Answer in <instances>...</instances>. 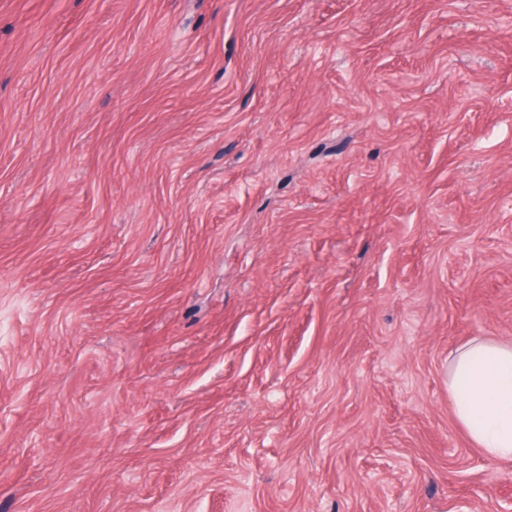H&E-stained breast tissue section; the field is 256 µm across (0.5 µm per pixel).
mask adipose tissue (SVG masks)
I'll return each mask as SVG.
<instances>
[{
	"mask_svg": "<svg viewBox=\"0 0 512 512\" xmlns=\"http://www.w3.org/2000/svg\"><path fill=\"white\" fill-rule=\"evenodd\" d=\"M448 394L472 442L489 457L512 459V347L475 340L461 348Z\"/></svg>",
	"mask_w": 512,
	"mask_h": 512,
	"instance_id": "ef3b65f1",
	"label": "adipose tissue"
}]
</instances>
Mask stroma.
Returning <instances> with one entry per match:
<instances>
[{"label":"stroma","mask_w":512,"mask_h":512,"mask_svg":"<svg viewBox=\"0 0 512 512\" xmlns=\"http://www.w3.org/2000/svg\"><path fill=\"white\" fill-rule=\"evenodd\" d=\"M512 0H0V512H492ZM448 394L472 442L489 457L512 459V347L475 340L461 348L449 368Z\"/></svg>","instance_id":"35a3bbf8"}]
</instances>
